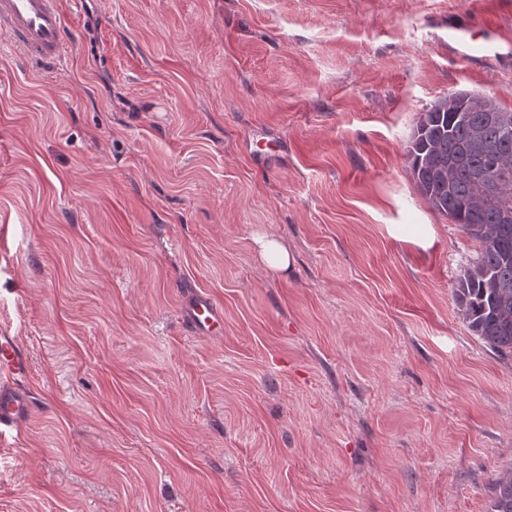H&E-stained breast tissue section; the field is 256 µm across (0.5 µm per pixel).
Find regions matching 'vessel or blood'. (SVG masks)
<instances>
[{
  "mask_svg": "<svg viewBox=\"0 0 512 512\" xmlns=\"http://www.w3.org/2000/svg\"><path fill=\"white\" fill-rule=\"evenodd\" d=\"M65 15L62 0H0V34L27 58L50 61L65 48ZM448 39L461 44V58L471 61L477 53L469 25L449 24ZM189 322L201 334L223 328V315L209 300H195L189 308ZM27 369V359L16 336L0 328V435L20 430L31 412L28 396L12 380Z\"/></svg>",
  "mask_w": 512,
  "mask_h": 512,
  "instance_id": "1",
  "label": "vessel or blood"
}]
</instances>
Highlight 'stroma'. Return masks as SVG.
<instances>
[{"label":"stroma","instance_id":"35a3bbf8","mask_svg":"<svg viewBox=\"0 0 512 512\" xmlns=\"http://www.w3.org/2000/svg\"><path fill=\"white\" fill-rule=\"evenodd\" d=\"M452 15L512 40V0H80L54 63L0 36L32 402L0 512H488L512 360L463 320L477 244L407 150L450 93L512 111V61L449 52ZM259 255L265 265L275 270H285L293 264V256L288 248L273 236H264L256 240ZM189 322L201 334H212L223 329V315L208 299L195 300L189 308Z\"/></svg>","mask_w":512,"mask_h":512}]
</instances>
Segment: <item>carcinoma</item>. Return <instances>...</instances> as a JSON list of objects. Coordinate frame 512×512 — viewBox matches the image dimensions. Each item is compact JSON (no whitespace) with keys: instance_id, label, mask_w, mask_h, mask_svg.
<instances>
[{"instance_id":"1","label":"carcinoma","mask_w":512,"mask_h":512,"mask_svg":"<svg viewBox=\"0 0 512 512\" xmlns=\"http://www.w3.org/2000/svg\"><path fill=\"white\" fill-rule=\"evenodd\" d=\"M512 111L454 93L422 113L409 171L431 207L480 243L453 289L471 331L512 358ZM488 512H512V468L494 481Z\"/></svg>"}]
</instances>
